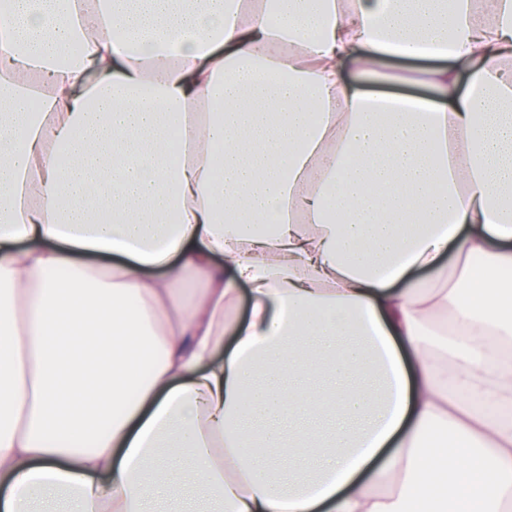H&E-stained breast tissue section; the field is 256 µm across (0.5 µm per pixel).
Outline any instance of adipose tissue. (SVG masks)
I'll return each instance as SVG.
<instances>
[{"label":"adipose tissue","instance_id":"1","mask_svg":"<svg viewBox=\"0 0 512 512\" xmlns=\"http://www.w3.org/2000/svg\"><path fill=\"white\" fill-rule=\"evenodd\" d=\"M508 270L512 0H0V512H512Z\"/></svg>","mask_w":512,"mask_h":512}]
</instances>
